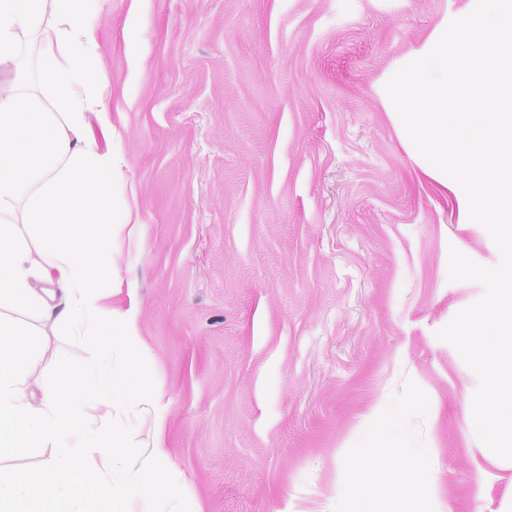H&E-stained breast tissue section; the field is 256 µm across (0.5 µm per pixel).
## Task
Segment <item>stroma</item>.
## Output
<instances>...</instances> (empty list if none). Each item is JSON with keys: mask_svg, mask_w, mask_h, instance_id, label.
Returning <instances> with one entry per match:
<instances>
[{"mask_svg": "<svg viewBox=\"0 0 512 512\" xmlns=\"http://www.w3.org/2000/svg\"><path fill=\"white\" fill-rule=\"evenodd\" d=\"M475 0H102L120 131L115 271L204 512H332L376 422L444 488L416 512H512L474 372L438 330L499 251L421 168L385 85Z\"/></svg>", "mask_w": 512, "mask_h": 512, "instance_id": "1", "label": "stroma"}]
</instances>
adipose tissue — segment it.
I'll use <instances>...</instances> for the list:
<instances>
[{
	"label": "adipose tissue",
	"instance_id": "obj_1",
	"mask_svg": "<svg viewBox=\"0 0 512 512\" xmlns=\"http://www.w3.org/2000/svg\"><path fill=\"white\" fill-rule=\"evenodd\" d=\"M98 5L0 0V64L16 62L37 39L43 90L25 92L18 75L0 87V458L22 447L44 451L34 467L0 477V512H29L44 496L60 512H92L97 486L109 497V512H128L133 500L162 505L163 512H203L172 473L166 421L157 413L162 395L150 382L135 309L102 306L117 293L110 229L130 223L132 214L111 204L121 164L102 100L107 74L91 22ZM34 275L58 284L57 303L33 288ZM47 326L87 327L83 341L95 358L45 360L40 338ZM47 368L53 383L35 398ZM91 397L98 411L92 423L82 416ZM134 402L150 416L151 440L143 448L112 425L113 415ZM84 457L89 466H81ZM394 457L400 476L393 493H365L366 475ZM345 481L354 512H406L407 504L440 490L419 453L374 440Z\"/></svg>",
	"mask_w": 512,
	"mask_h": 512
}]
</instances>
